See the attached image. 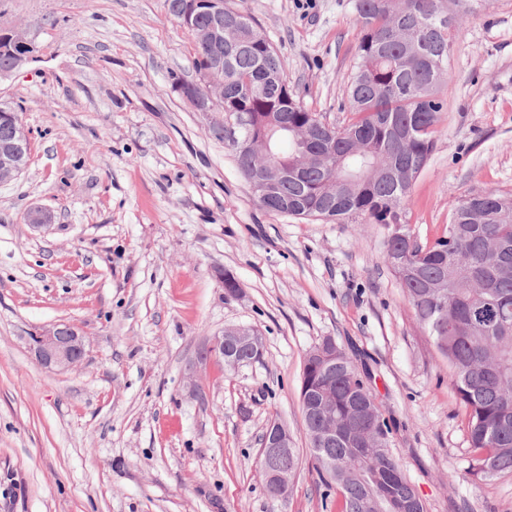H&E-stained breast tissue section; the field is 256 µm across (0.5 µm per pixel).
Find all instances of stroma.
<instances>
[{"label": "stroma", "instance_id": "obj_1", "mask_svg": "<svg viewBox=\"0 0 512 512\" xmlns=\"http://www.w3.org/2000/svg\"><path fill=\"white\" fill-rule=\"evenodd\" d=\"M277 50L290 90L344 124L356 0H228ZM438 87L446 102L406 219L442 236L459 200L512 195V0H466ZM40 58L0 79L30 142L0 182V512H337L324 505L300 404L305 358L335 339L369 378L389 448L427 512H512V475L471 473L467 419L447 359L389 269L387 229L275 214L214 137L221 108L197 81L196 38L164 0H0V28ZM50 221L35 228L25 214ZM232 273L241 293L224 291ZM79 328L85 356L41 367L32 332ZM235 326L258 361L184 372ZM285 424L301 464L271 499L260 438Z\"/></svg>", "mask_w": 512, "mask_h": 512}]
</instances>
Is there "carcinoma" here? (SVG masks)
<instances>
[{"instance_id": "1", "label": "carcinoma", "mask_w": 512, "mask_h": 512, "mask_svg": "<svg viewBox=\"0 0 512 512\" xmlns=\"http://www.w3.org/2000/svg\"><path fill=\"white\" fill-rule=\"evenodd\" d=\"M195 8L194 34L212 24L213 4ZM440 0H357L361 39L343 89L351 117L330 130L288 88L274 48L240 11L224 7V72L196 41L198 75L224 80V117L251 120L229 144L242 174L265 167L288 170L278 187L277 214L336 224L386 227L405 222L409 191L432 154L445 102L437 86L448 71L451 32L460 15H440ZM0 29V78L19 68L22 53ZM15 110L0 103V148L19 164L28 140L14 135ZM288 141V150L279 143ZM390 269L421 325L453 372L467 416L472 473L484 480L512 474V195L463 197L447 234L403 255ZM302 386L326 394L321 418L301 402L315 468L340 495V512H387L386 496L414 497L388 448L389 427L372 403L367 381L341 347L336 370L306 360ZM336 426V441L316 443Z\"/></svg>"}]
</instances>
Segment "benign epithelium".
Masks as SVG:
<instances>
[{
    "instance_id": "7a95c632",
    "label": "benign epithelium",
    "mask_w": 512,
    "mask_h": 512,
    "mask_svg": "<svg viewBox=\"0 0 512 512\" xmlns=\"http://www.w3.org/2000/svg\"><path fill=\"white\" fill-rule=\"evenodd\" d=\"M197 85L204 87L203 93L195 96L194 105L199 112H210L215 106H224V83L211 77L199 78ZM20 172L9 152L0 154V181L10 180ZM279 179V173L273 172L272 177L251 183L253 191L266 200L273 199V188ZM30 350L36 362L46 368L67 370L76 366L85 353V342L78 329L70 324L58 325L42 330L30 337ZM262 351V339L258 331L252 327L237 326L225 329L222 333L210 338L198 352L196 361L188 368L187 383L192 392H197L195 374L198 368L214 359L224 361V367L235 369L249 361L251 357ZM336 356V342L326 338L313 357L327 363L333 368ZM293 447V438L288 428L278 421L271 422L265 432L261 455L265 459L263 477L268 494L277 500H284L288 493V478L280 469V460L288 455Z\"/></svg>"
}]
</instances>
